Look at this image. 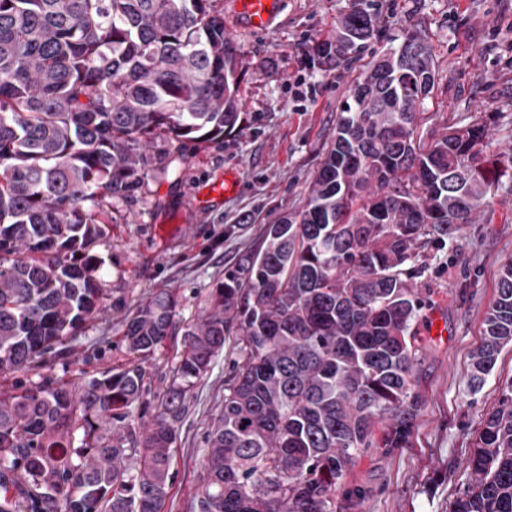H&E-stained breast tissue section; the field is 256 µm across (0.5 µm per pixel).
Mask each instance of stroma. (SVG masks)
<instances>
[{
    "mask_svg": "<svg viewBox=\"0 0 512 512\" xmlns=\"http://www.w3.org/2000/svg\"><path fill=\"white\" fill-rule=\"evenodd\" d=\"M351 3L283 0L263 33L225 15L224 32L240 48L243 110L235 129L222 144L184 146L176 180L157 174L161 146L148 148L141 188L113 201L112 236L96 248L109 309L86 324L70 354H49L29 371L0 376V386L65 383L83 370L127 365L123 318L160 290L176 294L181 319L196 318L217 280L261 246L268 225L301 210L362 66L398 48L409 31H425L436 67L419 135L429 136L444 122L479 121L488 128L491 151L512 153V0H378V33L357 61L321 71L310 63L308 49ZM229 172L239 191L208 201L209 185ZM418 253L413 285L426 302L416 386L421 410L411 447L371 449L349 468L343 487L363 493L356 512H452L469 478L481 424L497 403L501 382L512 377L511 344L480 391L467 387L499 273L512 262V188L492 191L473 223ZM440 324L445 333H437ZM238 358L235 341L227 340L189 395L172 445L164 512H189L201 488L207 436L224 409Z\"/></svg>",
    "mask_w": 512,
    "mask_h": 512,
    "instance_id": "stroma-1",
    "label": "stroma"
}]
</instances>
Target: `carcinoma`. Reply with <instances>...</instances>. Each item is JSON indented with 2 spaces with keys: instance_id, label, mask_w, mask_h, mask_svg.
Wrapping results in <instances>:
<instances>
[{
  "instance_id": "carcinoma-1",
  "label": "carcinoma",
  "mask_w": 512,
  "mask_h": 512,
  "mask_svg": "<svg viewBox=\"0 0 512 512\" xmlns=\"http://www.w3.org/2000/svg\"><path fill=\"white\" fill-rule=\"evenodd\" d=\"M377 19L373 0H353L311 47L313 64L357 58ZM238 56L218 0H0L1 374L69 350L107 309L94 247L112 201L138 189L152 144L224 141L242 107ZM434 87L431 48L413 31L358 77L302 210L269 225L194 321L163 290L124 318L129 365L0 389V512H163L187 396L229 336L242 361L191 512H353L357 492L336 498L352 462L411 443L415 249L455 236L512 182V155L487 150L485 125L418 134ZM179 333L170 378L137 424L143 363ZM509 344L511 262L471 355V391ZM469 468L453 512H512V377Z\"/></svg>"
}]
</instances>
